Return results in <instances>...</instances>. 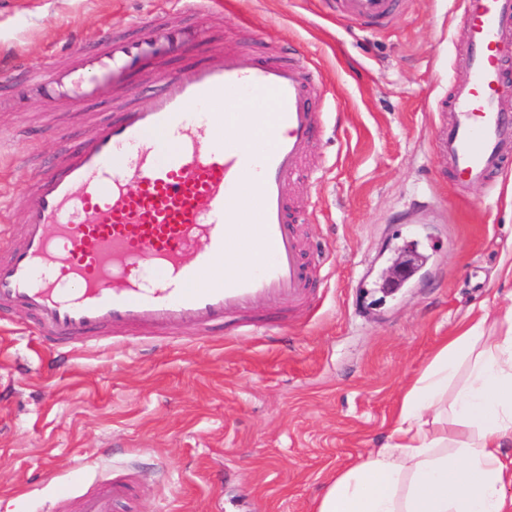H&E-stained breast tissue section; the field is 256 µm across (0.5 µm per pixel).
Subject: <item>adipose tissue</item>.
<instances>
[{
	"mask_svg": "<svg viewBox=\"0 0 512 512\" xmlns=\"http://www.w3.org/2000/svg\"><path fill=\"white\" fill-rule=\"evenodd\" d=\"M464 322L403 393L386 442L333 477L316 512H512V308Z\"/></svg>",
	"mask_w": 512,
	"mask_h": 512,
	"instance_id": "1",
	"label": "adipose tissue"
}]
</instances>
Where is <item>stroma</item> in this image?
<instances>
[{
  "mask_svg": "<svg viewBox=\"0 0 512 512\" xmlns=\"http://www.w3.org/2000/svg\"><path fill=\"white\" fill-rule=\"evenodd\" d=\"M462 0H404L377 29L321 0H0V97L20 57L57 61L93 32L129 37L154 17L201 24L210 48L158 61L67 106L0 109V193L28 189L124 101L206 51L297 53L319 73L324 129L288 188L315 296L285 326L225 337L142 331L65 357L29 316L0 321V512H51L61 493L127 477L117 512H314L331 477L384 442L402 391L480 308L512 305V165L460 189L433 148L438 103L467 77ZM426 261L393 292L399 251Z\"/></svg>",
  "mask_w": 512,
  "mask_h": 512,
  "instance_id": "1",
  "label": "stroma"
}]
</instances>
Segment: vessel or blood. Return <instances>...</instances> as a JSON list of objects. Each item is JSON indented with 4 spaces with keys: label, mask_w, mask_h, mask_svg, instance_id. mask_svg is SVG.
<instances>
[{
    "label": "vessel or blood",
    "mask_w": 512,
    "mask_h": 512,
    "mask_svg": "<svg viewBox=\"0 0 512 512\" xmlns=\"http://www.w3.org/2000/svg\"><path fill=\"white\" fill-rule=\"evenodd\" d=\"M337 13L372 25L391 20L398 0H331ZM467 81L438 103L434 147L459 184L487 183L512 164V111L502 83L512 68V0H466ZM191 24L148 21L133 38L93 34V51L67 65L17 60L19 98L51 103L93 98L151 61L202 45ZM258 104L234 114L241 95ZM313 67L300 56L213 54L168 76L146 108L98 123L52 172L39 176L10 211L21 239H0V315L31 314L39 345L66 354L73 340L138 329L162 341L182 327L230 336L260 325L259 306L281 316L311 303L302 241L290 224L286 188L322 131ZM210 113L187 118L193 107ZM247 124L245 145L225 138ZM230 273L217 274L218 265ZM128 480L93 484L58 512H116L134 500Z\"/></svg>",
    "instance_id": "obj_1"
}]
</instances>
